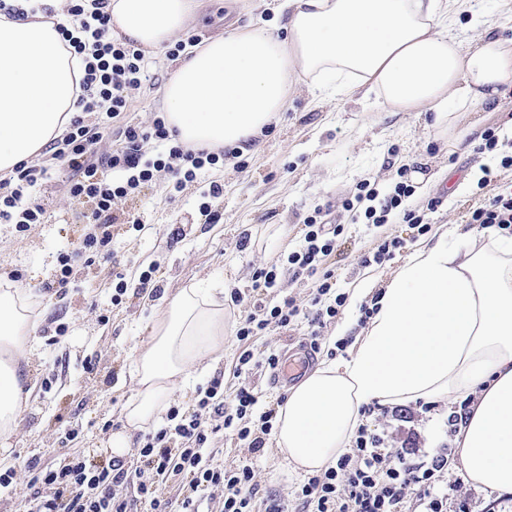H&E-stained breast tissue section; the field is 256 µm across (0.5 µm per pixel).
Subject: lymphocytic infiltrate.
<instances>
[{"instance_id":"1","label":"lymphocytic infiltrate","mask_w":512,"mask_h":512,"mask_svg":"<svg viewBox=\"0 0 512 512\" xmlns=\"http://www.w3.org/2000/svg\"><path fill=\"white\" fill-rule=\"evenodd\" d=\"M109 6L110 0H67V21L58 31L84 61L79 113L66 133L47 147L51 159L69 172V195L81 205L82 221L89 226L81 251L91 262L112 257L115 200L139 193L162 172L170 175L175 190H182L205 170L235 156L231 150L186 147L160 116L147 126L119 125L130 90L140 87L145 76V54L133 42L113 39ZM112 134L118 136V145L111 152H98L100 140ZM46 172V166L26 161L0 179V223L15 225L21 233L45 223V208L31 201L30 194ZM413 192L408 171L402 168L386 193L363 182L354 199L344 200L342 206L353 212L355 220L374 227L387 223L392 214H401L409 228L423 235L430 230L427 213L436 203L406 208ZM468 213L470 223L512 235V193L480 200ZM343 232V225L328 223L322 209H314L305 220L299 247L287 255L289 270L315 279L310 309L301 310L290 297L268 304L249 302L241 292H232V302L247 308L235 331L244 348L233 371L238 385L232 401L224 399L223 376H214L198 388L191 405L170 406L166 425L138 434L127 462L68 451L69 442L80 433L79 428L68 429L58 439L66 449L61 462L33 456L21 468L0 469V492L12 493L27 485L31 490L27 512H254L253 456L271 436L276 410H258V398L245 378L259 367L276 370L279 358L273 353L256 358L249 344L300 318L306 319L315 340L327 321L336 318L346 296L337 292L327 263ZM221 430L236 436L245 454L228 463L219 461L212 440ZM448 454L445 447L422 455L414 450L396 452L380 434L359 427L335 466L301 485L296 493L298 508L300 512H403L412 493L419 512H443L448 501L442 486Z\"/></svg>"}]
</instances>
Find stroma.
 <instances>
[{
	"label": "stroma",
	"instance_id": "35a3bbf8",
	"mask_svg": "<svg viewBox=\"0 0 512 512\" xmlns=\"http://www.w3.org/2000/svg\"><path fill=\"white\" fill-rule=\"evenodd\" d=\"M276 3L204 0L186 32L204 41L265 24L282 36L285 19L276 16ZM145 57L148 77L131 92L126 114L127 121L140 125L161 112L162 89L172 63L163 49L146 52ZM499 161V154L475 153L469 142L448 149L414 113L391 116L365 107L360 94L316 97L301 85L260 144L240 160L206 171L176 194L162 177L141 194L115 201L114 213L135 215L141 230L115 227L111 263L77 262L75 284L64 295L50 288L56 256L64 250L78 251L86 227L77 219L79 205L66 190V172L49 165L48 178L36 193L47 210V222L33 225L23 235L13 225L0 224V280L16 279L18 287L31 293L44 310L34 336L35 349L22 361L28 399L17 429L0 439V467L23 465L32 454L56 447L60 433L75 425L82 428L75 447L105 448L111 431L123 427L121 410L135 387L133 362L158 314L159 298L174 295L190 282L215 278L223 279L226 289L250 291L258 269L281 264L284 255L299 245L304 220L318 207L345 227L330 264L337 290L347 300L322 329L313 361L349 358V351L336 350L335 343L344 321L360 316V303L352 298L355 288L380 290L406 258L400 252L382 264L368 266L364 256L385 238H405L412 250L434 242L444 227L467 223L468 210L478 198L512 191V170L500 168ZM402 166L422 176L409 205L437 202L428 215L429 232L414 234L396 216L378 228L353 223L343 200L353 197L364 180L389 185ZM485 166L496 170L498 177L481 189L475 172ZM213 181L223 187L222 194L211 201L222 218L209 224L199 206L202 191ZM151 265L158 268L156 278L142 285L140 274ZM116 271L123 273L128 285L125 302L118 307L111 303ZM224 307L231 329L224 340V354L209 367H192L191 374L204 383L223 375L231 391L236 384L233 368L243 349L232 329L242 309L229 301ZM104 309L111 312L106 324L98 320ZM60 323L66 324L68 332L58 338L54 328ZM310 341L306 325L298 323L254 339L251 348L259 357L284 356ZM88 358L97 365L95 374L83 371ZM47 378L53 381L48 391L41 387ZM459 403V398L452 397L434 403L428 411L418 402L390 405L364 423L396 449L408 447L409 433H417L421 450L427 452L452 444L444 422ZM448 476L460 479L461 485L449 492L447 512H512V492L466 481L459 459L449 460ZM255 481L259 497L285 498L289 512H296L294 491L303 478L289 471L274 441H267L255 457Z\"/></svg>",
	"mask_w": 512,
	"mask_h": 512
}]
</instances>
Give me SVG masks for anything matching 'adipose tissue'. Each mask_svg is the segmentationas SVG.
I'll use <instances>...</instances> for the list:
<instances>
[{"mask_svg": "<svg viewBox=\"0 0 512 512\" xmlns=\"http://www.w3.org/2000/svg\"><path fill=\"white\" fill-rule=\"evenodd\" d=\"M24 20L0 16V174L38 157L77 110L81 58L42 5ZM469 0H281L285 37L265 27L204 41L163 87L164 117L197 148L248 151L299 84L329 94L361 90L387 112L431 114L449 146L476 132L463 114L497 108L512 91V37L474 13L476 35L454 26ZM197 0H111L112 33L159 50L181 33ZM350 358L322 362L277 408L275 447L295 474L335 465L374 401L442 400L473 392L456 435L474 484L512 491V237L478 243L455 228L417 247L392 274ZM39 301L0 282V436L18 426L21 361ZM223 283L188 284L165 301L134 364L135 393L110 441L123 455L154 426L190 369L224 353Z\"/></svg>", "mask_w": 512, "mask_h": 512, "instance_id": "obj_1", "label": "adipose tissue"}]
</instances>
